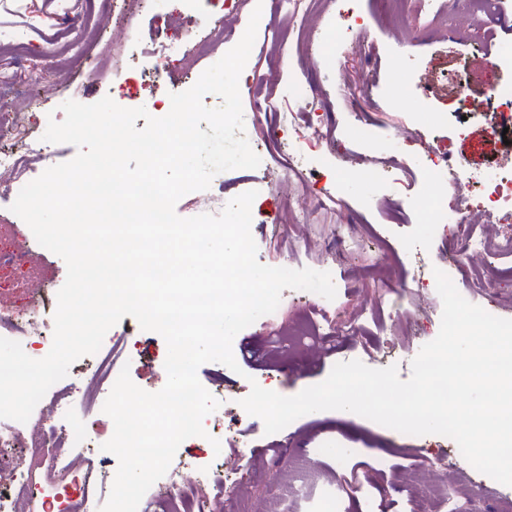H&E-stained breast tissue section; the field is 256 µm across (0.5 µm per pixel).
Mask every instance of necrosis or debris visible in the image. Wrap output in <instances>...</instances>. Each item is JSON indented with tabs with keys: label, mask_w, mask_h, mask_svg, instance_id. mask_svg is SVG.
<instances>
[{
	"label": "necrosis or debris",
	"mask_w": 512,
	"mask_h": 512,
	"mask_svg": "<svg viewBox=\"0 0 512 512\" xmlns=\"http://www.w3.org/2000/svg\"><path fill=\"white\" fill-rule=\"evenodd\" d=\"M463 108L476 115L483 123L491 141H499L504 128H512V84H496L482 96H463ZM19 141L15 150H0V173L8 174L15 188H22L32 179V162L43 167L53 164L50 150L29 140L25 118L17 112L0 113V140ZM427 170L439 179V194L457 192L458 214L469 211L468 198L462 190L460 174L463 167L452 160L441 146L426 149ZM484 200L483 214L487 223L497 224L501 232L496 239L477 234L474 224L464 226V240L459 255L497 258L512 255V171H504L481 182ZM55 312L51 297L44 289H36L28 306L27 316L0 309V337L26 340L37 337L43 345H51L48 318ZM95 369V386L84 395L85 404L101 410L117 377L112 353L98 351L87 358ZM73 400L67 389L53 385L42 400L49 411L39 433H25L22 423L0 422V478H6L8 489L0 491V512H17L19 502H26L28 512H99L100 487L104 475L93 470L75 467V457L88 451L90 441L82 424L73 421L70 409ZM24 446L30 448L33 464L23 468L14 465L12 451ZM168 487L176 491V501L193 505L196 512H207L211 494H223L224 483L217 479L212 467H201L196 479L189 484L179 483L176 475L167 478Z\"/></svg>",
	"instance_id": "necrosis-or-debris-1"
}]
</instances>
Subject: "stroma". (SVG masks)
I'll use <instances>...</instances> for the list:
<instances>
[{"label":"stroma","mask_w":512,"mask_h":512,"mask_svg":"<svg viewBox=\"0 0 512 512\" xmlns=\"http://www.w3.org/2000/svg\"><path fill=\"white\" fill-rule=\"evenodd\" d=\"M427 3L408 0L405 25L386 0H291L284 14L264 8L239 90L246 138L266 159L255 169L215 175L197 192L196 207L183 199L176 204L182 217L216 215L235 196L256 191L251 232L259 262L329 272L337 291L322 304L331 317L319 332L335 345L324 360L315 357V341L294 336L308 301L302 291L286 289L277 314L244 330L268 351L267 364L244 366L239 374L217 362L199 367L201 384L220 403L210 419L224 428L221 451L210 460L236 484L230 498L212 500L213 512H318L330 496L338 512H382L395 495L402 512H498L504 499L512 500L511 486L477 471L443 436L406 435L336 410L306 414L268 435L262 420L240 405L252 384L292 396L324 381L347 358L372 368L397 366L400 379H408L420 348L440 330L442 301L430 276L436 268L448 270L466 300L512 319V279L500 275L512 268V256L451 264L462 238L458 216L433 208L424 152L409 139L419 131L443 142L476 181L512 168V144H488L483 124L463 118L457 93L462 86L478 94L512 83V67L494 53L495 46L512 44V0H499L495 23L462 21L457 36L429 21ZM255 5L239 0L222 12L190 0H0V31L26 29L30 44L22 60L0 48V87L20 90L14 106L35 119L36 140L45 131L41 112L59 111L74 96L95 103L129 77L146 76L134 104L152 113L161 98L190 88L195 72L237 44ZM158 15L169 19L161 38L153 34ZM293 25L302 39L269 41V27ZM217 29L224 40L207 57L187 56L188 36L201 39ZM334 30L343 38L332 46ZM162 53L172 62L157 73L153 62ZM297 83L308 86L309 98L295 93ZM264 95L277 99V111H259ZM312 109L326 116L322 140L303 150L277 126L289 116L303 122ZM297 152L302 175H284L279 158ZM396 163L405 164V172L393 174ZM12 195L9 179L1 178L0 244L27 248L31 262L0 275V306L22 314L33 279L61 288L66 264L11 212ZM382 239L398 253L397 265L387 263ZM476 272L481 287H466ZM400 278L407 286L399 296L384 295L383 283ZM344 321L357 325V335L340 334ZM109 335L136 344L140 358L130 365L132 381L148 392L161 390L163 337L130 316ZM275 444L278 454L260 455L262 446Z\"/></svg>","instance_id":"35a3bbf8"}]
</instances>
